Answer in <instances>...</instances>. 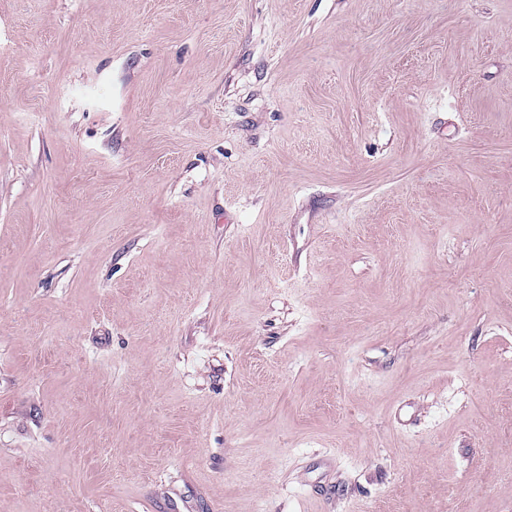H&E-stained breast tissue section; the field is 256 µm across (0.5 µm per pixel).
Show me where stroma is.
I'll return each instance as SVG.
<instances>
[{
    "instance_id": "stroma-1",
    "label": "stroma",
    "mask_w": 512,
    "mask_h": 512,
    "mask_svg": "<svg viewBox=\"0 0 512 512\" xmlns=\"http://www.w3.org/2000/svg\"><path fill=\"white\" fill-rule=\"evenodd\" d=\"M0 512H512V0H0Z\"/></svg>"
}]
</instances>
